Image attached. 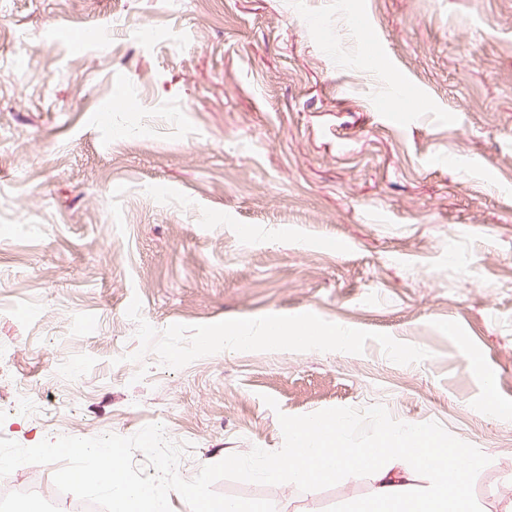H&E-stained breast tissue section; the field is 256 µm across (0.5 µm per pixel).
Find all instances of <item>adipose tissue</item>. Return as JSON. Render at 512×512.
Wrapping results in <instances>:
<instances>
[{"mask_svg": "<svg viewBox=\"0 0 512 512\" xmlns=\"http://www.w3.org/2000/svg\"><path fill=\"white\" fill-rule=\"evenodd\" d=\"M326 340L346 345L351 336L307 319L269 318L255 330L225 325L215 342L230 351H244L266 346L304 348ZM347 428L337 417L289 424L287 456L258 458L261 473L270 479L284 474L311 489L341 476L372 473V493L354 512H478L470 492L473 461L448 439L427 427L404 424L382 429L372 445L354 447L346 439ZM397 459L428 471L427 486L415 487L409 470L394 469Z\"/></svg>", "mask_w": 512, "mask_h": 512, "instance_id": "1", "label": "adipose tissue"}]
</instances>
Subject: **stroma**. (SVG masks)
Returning <instances> with one entry per match:
<instances>
[{
	"label": "stroma",
	"instance_id": "stroma-1",
	"mask_svg": "<svg viewBox=\"0 0 512 512\" xmlns=\"http://www.w3.org/2000/svg\"><path fill=\"white\" fill-rule=\"evenodd\" d=\"M269 316L353 340L211 341ZM489 389L512 405V0H0V438L159 424L191 479L279 450V414L381 405L512 512ZM213 489L343 512L371 477ZM14 403L27 416H44L45 411L42 405L37 402L30 389L18 386L13 392Z\"/></svg>",
	"mask_w": 512,
	"mask_h": 512
}]
</instances>
